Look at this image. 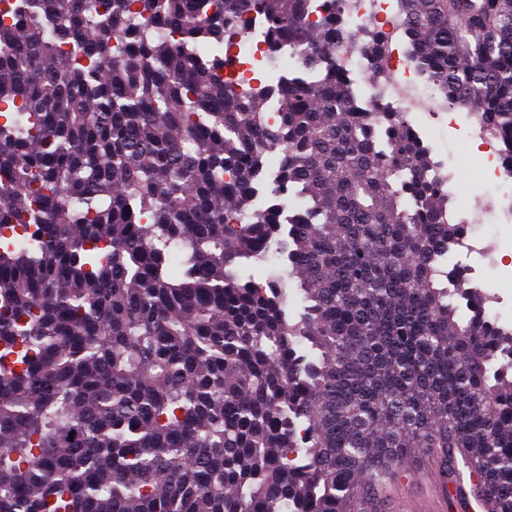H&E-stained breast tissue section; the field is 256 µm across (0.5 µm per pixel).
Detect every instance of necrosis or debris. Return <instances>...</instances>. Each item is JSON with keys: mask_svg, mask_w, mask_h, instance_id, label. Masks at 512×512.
Returning a JSON list of instances; mask_svg holds the SVG:
<instances>
[{"mask_svg": "<svg viewBox=\"0 0 512 512\" xmlns=\"http://www.w3.org/2000/svg\"><path fill=\"white\" fill-rule=\"evenodd\" d=\"M322 10L341 9L350 30L368 24L376 25L384 33L385 51L377 80L366 77L370 69L367 59L350 46L337 50L336 60L343 72L363 81L361 92L364 103H372L378 93H385L388 101L405 112L431 117L457 126L460 116L448 108L441 96L423 81L407 63L403 50V22L397 0H319ZM508 152L504 143L490 146L484 157L482 178L488 184L486 214L494 223H512V179L505 175Z\"/></svg>", "mask_w": 512, "mask_h": 512, "instance_id": "necrosis-or-debris-1", "label": "necrosis or debris"}]
</instances>
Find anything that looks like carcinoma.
Instances as JSON below:
<instances>
[{
	"instance_id": "carcinoma-1",
	"label": "carcinoma",
	"mask_w": 512,
	"mask_h": 512,
	"mask_svg": "<svg viewBox=\"0 0 512 512\" xmlns=\"http://www.w3.org/2000/svg\"><path fill=\"white\" fill-rule=\"evenodd\" d=\"M398 10L409 64L512 144V0ZM254 25L292 77L232 80ZM341 45L383 57L317 0H0V512H371L416 448L512 512V334ZM336 60L343 72L358 81L360 77L370 70L368 60L348 45H342L338 48Z\"/></svg>"
}]
</instances>
